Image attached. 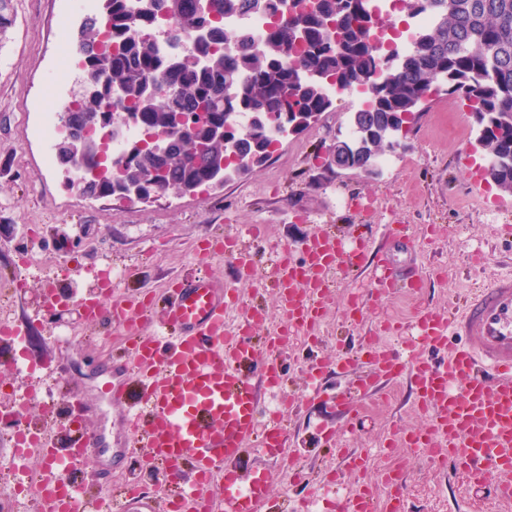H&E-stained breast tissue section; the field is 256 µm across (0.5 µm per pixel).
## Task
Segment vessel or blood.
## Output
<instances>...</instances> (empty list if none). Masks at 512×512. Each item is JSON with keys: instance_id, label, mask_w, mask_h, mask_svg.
Instances as JSON below:
<instances>
[{"instance_id": "b4317fda", "label": "vessel or blood", "mask_w": 512, "mask_h": 512, "mask_svg": "<svg viewBox=\"0 0 512 512\" xmlns=\"http://www.w3.org/2000/svg\"><path fill=\"white\" fill-rule=\"evenodd\" d=\"M258 234L252 228L244 236H227L218 248L248 278L255 275L251 240ZM305 253L301 265L290 259L287 249L277 253L272 286L285 321L270 333L264 352H257L252 333L267 323V314L248 307L237 326L229 327L226 314L238 303L235 292L206 276L177 281L168 296L162 331L135 340L131 370L141 404L128 415L130 427L141 434L153 460L191 467L192 485L169 501L170 512H270L267 472L244 470L239 463L252 446L273 459L286 457V422L261 423L263 389L282 380L289 328L317 335L330 280L340 265L371 266L376 286L385 292L416 289L422 282L416 267L400 270L385 259L370 263L365 243L347 252L325 230L308 239ZM106 295V283L95 281L76 304L82 320L102 318L108 310ZM149 305V298L132 297L108 311L113 322L127 325ZM405 342L410 350L406 358L384 348H367L370 369L353 394L324 390L321 380L327 370L311 363L308 395L293 399V410L315 408L325 413L327 420L318 425L317 433L330 444L336 423L359 422L364 398L377 392L382 381L408 377L427 425L416 432H391L387 447L430 451L474 479L496 480L498 491L511 490L512 275L477 289L460 312H419ZM443 348L447 361L424 359L425 350ZM25 435L30 453L54 457L57 443L51 430L29 429ZM99 446L97 435H84L67 449L64 459L78 463L97 455ZM384 481L390 489V512H405L401 473L388 471ZM38 496L47 512H82L85 506L80 494L49 480L39 484ZM332 508L374 512L371 487L363 483L351 497H334ZM122 509L155 512L137 483L127 486Z\"/></svg>"}]
</instances>
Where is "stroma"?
I'll return each instance as SVG.
<instances>
[{"instance_id": "stroma-1", "label": "stroma", "mask_w": 512, "mask_h": 512, "mask_svg": "<svg viewBox=\"0 0 512 512\" xmlns=\"http://www.w3.org/2000/svg\"><path fill=\"white\" fill-rule=\"evenodd\" d=\"M16 9L17 23L0 42V318L25 326L24 355L37 371L21 378L0 361V407L18 393L36 396L49 388L59 397L69 387L97 407V414L78 422L64 414L58 418L70 426L71 438L95 431L108 450L72 474L86 502L119 493L118 482L95 478L99 468L111 467V449L123 447L129 436L122 406L103 402L100 388L107 368L130 365L131 345L126 328L108 319L83 323L72 309L48 322L41 304L48 285L67 291L76 272L112 265L122 276L105 301L110 307L144 291L160 297L170 282L209 275L238 296L230 322L250 306L267 312L268 324L254 335L259 343L282 318L272 289L258 283L271 277L278 247L288 246L291 258L302 260L304 242L325 226L345 245L365 240L375 257L415 260L424 277L411 295L381 292L366 267L336 274L319 328L322 344L311 350L293 346L286 356L287 386L301 398L310 359L331 367L329 385L347 387L349 378L334 368L349 362L364 371L360 349L365 337L405 353L402 338L387 331L386 323L412 320L420 310L447 312L468 289L512 273V195L477 170L483 154L471 107L441 91L423 102L399 134L389 165L371 176L327 165L337 134L348 133L349 116L358 108L359 95L350 92L333 99L317 122L282 138L265 164L224 186L135 204L78 196L54 161L53 139L41 127L44 112L71 96L55 76L62 43L77 32L87 11L79 0H16ZM250 225L263 230L255 281L239 278L224 257L201 252ZM397 227L414 241V253L392 239ZM351 293L363 301L357 325L346 317ZM64 326L78 330L80 343H56ZM414 398L408 378L384 385L381 394L364 401L359 424L343 434L348 448L376 457L362 481L383 500L385 471L400 470L410 512H458L462 506L468 512H512V500H501L493 485L481 486L451 468L430 464L422 451L387 456L382 443L389 432L425 424ZM315 421L312 414L289 420L287 459L254 455L250 463L269 470L278 502L311 491L319 512H327L335 493L352 492L359 480L342 472L340 460L329 451L310 447ZM333 470L340 473L335 489L325 484Z\"/></svg>"}]
</instances>
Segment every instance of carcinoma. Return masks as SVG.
Returning <instances> with one entry per match:
<instances>
[{
    "instance_id": "obj_1",
    "label": "carcinoma",
    "mask_w": 512,
    "mask_h": 512,
    "mask_svg": "<svg viewBox=\"0 0 512 512\" xmlns=\"http://www.w3.org/2000/svg\"><path fill=\"white\" fill-rule=\"evenodd\" d=\"M103 0L84 20L77 42L80 83L65 106L75 146L93 156L111 116L129 115L141 128L112 179H81L83 193L123 198L157 184L172 194L224 184L261 165L268 146L332 105L329 82L364 96L336 137L329 167L377 173L381 158L428 94L443 91L474 103L487 156L485 175L512 193V0H398L408 19L430 24L404 37L375 38L385 19L373 0ZM262 14L268 29L254 41L228 17ZM15 0H0V37L16 23ZM190 36L192 47L170 57L150 33L159 18Z\"/></svg>"
}]
</instances>
